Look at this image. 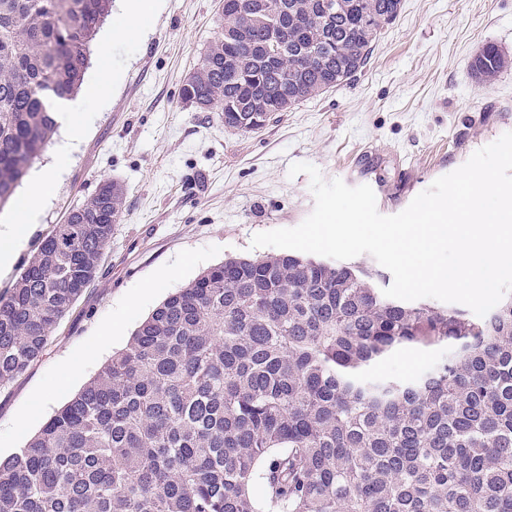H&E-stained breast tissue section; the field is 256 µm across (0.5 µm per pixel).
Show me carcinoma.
<instances>
[{"label":"carcinoma","mask_w":512,"mask_h":512,"mask_svg":"<svg viewBox=\"0 0 512 512\" xmlns=\"http://www.w3.org/2000/svg\"><path fill=\"white\" fill-rule=\"evenodd\" d=\"M401 0H224L181 99L264 128L367 65ZM112 0H0V209L72 99ZM512 67L472 58L486 88ZM125 205L102 182L0 294V385L97 278ZM445 348L408 382L371 366ZM0 512H512V294L486 316L387 298L347 264L229 258L168 296L0 461Z\"/></svg>","instance_id":"obj_1"}]
</instances>
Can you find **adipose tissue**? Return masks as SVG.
<instances>
[{"label":"adipose tissue","instance_id":"1","mask_svg":"<svg viewBox=\"0 0 512 512\" xmlns=\"http://www.w3.org/2000/svg\"><path fill=\"white\" fill-rule=\"evenodd\" d=\"M68 158L69 145L61 143L55 163L34 175L26 195L18 202L14 223L0 225V266L11 262L31 225L37 222L41 206L51 194Z\"/></svg>","mask_w":512,"mask_h":512}]
</instances>
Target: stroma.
Wrapping results in <instances>:
<instances>
[{"instance_id":"obj_1","label":"stroma","mask_w":512,"mask_h":512,"mask_svg":"<svg viewBox=\"0 0 512 512\" xmlns=\"http://www.w3.org/2000/svg\"><path fill=\"white\" fill-rule=\"evenodd\" d=\"M129 0H114L84 81L104 80L73 142L9 288L52 225L99 182L127 190L125 212L95 281L53 330L39 360L0 387V458L15 453L100 370L166 296L228 257L268 255L254 234L302 223L314 207L307 175L369 185L381 214L403 211L438 177L512 132V68L486 88L469 70L486 43L512 54V0H401L371 58L345 83L275 115L259 132L194 112L180 89L219 31L220 0H155L141 34L113 37ZM442 352L404 349L377 376L408 380Z\"/></svg>"}]
</instances>
